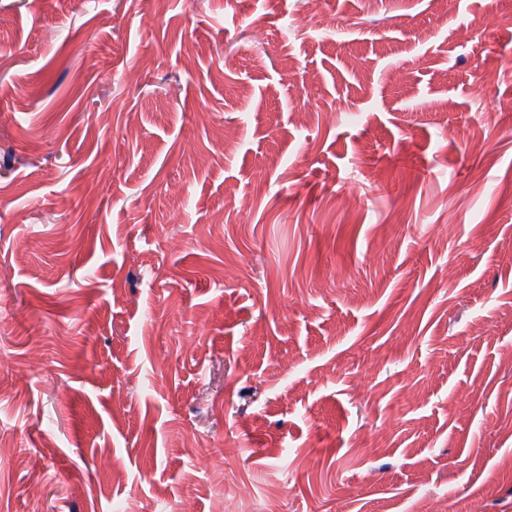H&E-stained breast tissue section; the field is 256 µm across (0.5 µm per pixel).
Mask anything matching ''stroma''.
Here are the masks:
<instances>
[{
  "label": "stroma",
  "mask_w": 512,
  "mask_h": 512,
  "mask_svg": "<svg viewBox=\"0 0 512 512\" xmlns=\"http://www.w3.org/2000/svg\"><path fill=\"white\" fill-rule=\"evenodd\" d=\"M333 13L0 0V512H512V16Z\"/></svg>",
  "instance_id": "1"
}]
</instances>
